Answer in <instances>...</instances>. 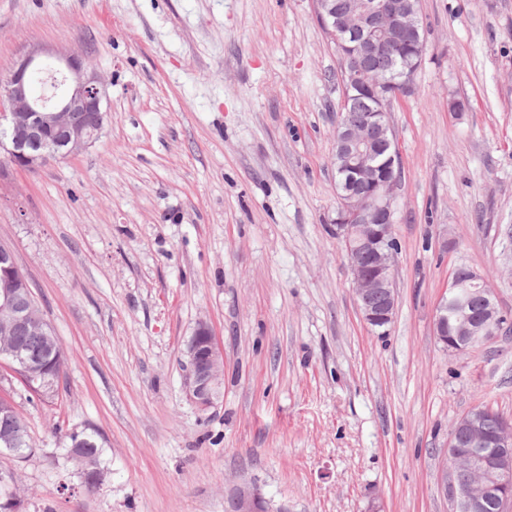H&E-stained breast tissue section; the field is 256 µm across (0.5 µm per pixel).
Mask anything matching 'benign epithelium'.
Masks as SVG:
<instances>
[{
	"label": "benign epithelium",
	"mask_w": 512,
	"mask_h": 512,
	"mask_svg": "<svg viewBox=\"0 0 512 512\" xmlns=\"http://www.w3.org/2000/svg\"><path fill=\"white\" fill-rule=\"evenodd\" d=\"M318 21L336 41L348 35L363 49L377 46V35L395 39L418 36L419 13L405 0H368L355 3L348 11H359L360 21L343 22L339 6L330 0H314ZM42 51L32 47L13 63L9 76L0 84V127L9 145L0 141V167L13 166L33 172L52 159L69 158L92 144L101 135L107 115L106 85L83 56L64 53L46 71ZM390 132L388 113H375L369 129L350 126L338 137V167L345 171L371 169V136ZM354 224L340 227L336 235L343 243L356 285V297L367 324L382 325L393 319L396 310L394 280L397 255L393 216L395 197L389 183L376 186L370 196L348 193L340 198ZM0 256L10 287L0 290V335L10 340L0 343V366H8L22 381L33 387L46 385L42 364L24 356L15 342L20 331L36 333L53 342L52 325L36 304L28 274L15 262L10 249L0 245ZM376 289L385 291V302L368 304ZM486 307L484 321L474 326L469 317H458L455 335L448 350L461 352L477 341L490 342L501 328L498 309L484 279L466 266L457 267L448 291L437 306L435 335L448 336V308L463 310L473 295ZM184 387L189 399L202 411L212 408L224 394V351L210 325L201 321L186 347ZM461 427L473 440V447L459 451L455 435L448 436L441 486L455 512H481L488 501L500 495L502 507L512 512V420L491 416L483 410H469L460 417ZM0 504L13 510L21 506L17 482L12 472H0ZM290 512L288 504L272 507L258 488L239 487L230 499L227 512Z\"/></svg>",
	"instance_id": "1"
}]
</instances>
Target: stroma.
<instances>
[{
	"instance_id": "35a3bbf8",
	"label": "stroma",
	"mask_w": 512,
	"mask_h": 512,
	"mask_svg": "<svg viewBox=\"0 0 512 512\" xmlns=\"http://www.w3.org/2000/svg\"><path fill=\"white\" fill-rule=\"evenodd\" d=\"M426 53L390 105L397 307L362 319L336 237L342 88L312 0H0V80L31 46L85 55L101 137L0 168V244L68 364L54 402L0 373L33 456L0 451L25 512H225L249 482L290 512H452L448 433L512 418V333L451 353L433 333L459 265L512 323V0H420ZM207 322L224 395H186ZM95 435L86 491L66 432Z\"/></svg>"
}]
</instances>
